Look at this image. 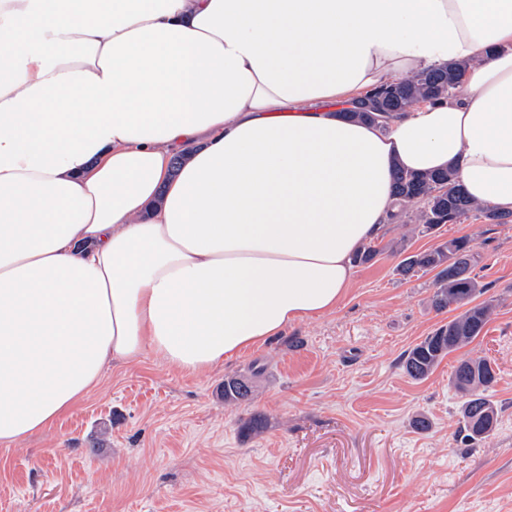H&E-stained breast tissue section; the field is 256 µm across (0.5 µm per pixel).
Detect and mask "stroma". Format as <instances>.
Wrapping results in <instances>:
<instances>
[{
    "label": "stroma",
    "instance_id": "stroma-1",
    "mask_svg": "<svg viewBox=\"0 0 512 512\" xmlns=\"http://www.w3.org/2000/svg\"><path fill=\"white\" fill-rule=\"evenodd\" d=\"M463 235L495 304L487 333L412 380L402 354L452 313L431 305L433 273L397 275L395 249ZM377 241L336 311L194 376L155 355L112 366L50 429L0 446V512H512V220L473 214L426 237L388 224ZM476 356L495 364L500 412L471 444L450 378ZM240 375L251 400L226 402ZM255 413L266 427L246 434Z\"/></svg>",
    "mask_w": 512,
    "mask_h": 512
}]
</instances>
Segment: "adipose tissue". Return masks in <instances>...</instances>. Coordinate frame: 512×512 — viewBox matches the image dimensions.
Masks as SVG:
<instances>
[{
	"mask_svg": "<svg viewBox=\"0 0 512 512\" xmlns=\"http://www.w3.org/2000/svg\"><path fill=\"white\" fill-rule=\"evenodd\" d=\"M454 62L388 129L342 115ZM398 166L512 211V0H0V445L110 364L334 311ZM466 69V63L449 64L446 67L412 73L378 89H385V104L389 110L384 123L395 113L405 112L420 102L437 101L451 96L461 83Z\"/></svg>",
	"mask_w": 512,
	"mask_h": 512,
	"instance_id": "adipose-tissue-1",
	"label": "adipose tissue"
}]
</instances>
